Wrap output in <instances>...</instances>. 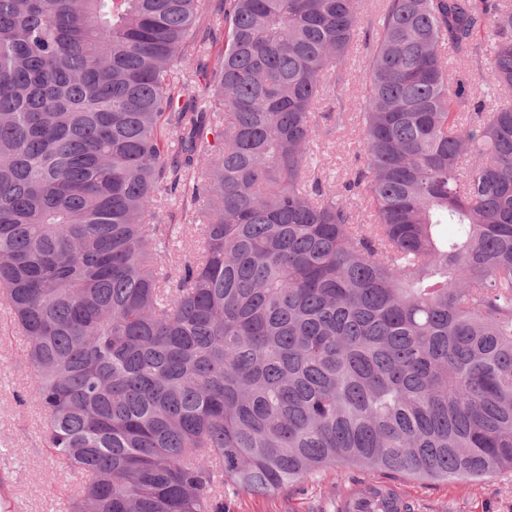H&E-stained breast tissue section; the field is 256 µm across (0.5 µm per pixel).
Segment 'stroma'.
<instances>
[{
	"mask_svg": "<svg viewBox=\"0 0 512 512\" xmlns=\"http://www.w3.org/2000/svg\"><path fill=\"white\" fill-rule=\"evenodd\" d=\"M369 50L357 44L346 61L348 84L340 91L345 123L320 135L316 151L328 186L351 178L363 161L357 117L363 110L362 80ZM25 341L0 306V470L10 471L12 499L19 512H58L57 499L70 496L74 478L46 451L42 416L25 397L35 379L25 363ZM377 472L326 468L298 486L271 495L226 490L224 512H337L341 502L363 483L380 480ZM412 512H512V470L467 482L413 480L399 483Z\"/></svg>",
	"mask_w": 512,
	"mask_h": 512,
	"instance_id": "35a3bbf8",
	"label": "stroma"
}]
</instances>
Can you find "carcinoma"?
<instances>
[{
    "label": "carcinoma",
    "instance_id": "1",
    "mask_svg": "<svg viewBox=\"0 0 512 512\" xmlns=\"http://www.w3.org/2000/svg\"><path fill=\"white\" fill-rule=\"evenodd\" d=\"M0 0V301L70 512H224L320 470L512 469V0ZM491 80L455 111L448 50ZM370 55L365 163L314 164ZM169 129L173 141L163 130ZM369 211L354 222L353 195ZM192 222L157 221L158 198ZM198 252L171 272L178 234ZM206 2V21L210 22L211 25H214L213 29V38L214 42L212 43L211 36L209 40L208 46L213 45L214 49L212 52V57L219 48L224 47V2L222 0H205ZM209 20V21H208ZM206 59L207 58H204V56L196 57L195 53L191 52V56H187L178 62L174 66V69L178 72L181 80L187 82L190 86L195 87L196 91H202L207 81L199 76V73H202L199 72V63H207Z\"/></svg>",
    "mask_w": 512,
    "mask_h": 512
}]
</instances>
